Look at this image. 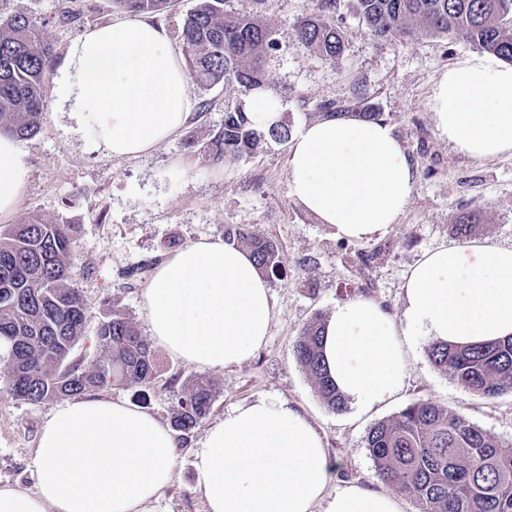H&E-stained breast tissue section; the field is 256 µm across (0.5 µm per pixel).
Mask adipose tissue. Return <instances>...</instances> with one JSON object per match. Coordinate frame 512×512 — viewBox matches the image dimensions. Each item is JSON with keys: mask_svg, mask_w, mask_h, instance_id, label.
Wrapping results in <instances>:
<instances>
[{"mask_svg": "<svg viewBox=\"0 0 512 512\" xmlns=\"http://www.w3.org/2000/svg\"><path fill=\"white\" fill-rule=\"evenodd\" d=\"M54 101L76 113L115 158L173 137L194 103L167 30L135 16L86 30L52 77ZM436 127L472 159L512 156V65L471 55L445 71L430 100ZM289 194L338 237L385 232L418 173L385 121L332 117L303 124L288 150ZM26 167L0 135V218L22 198ZM394 318L377 302L338 304L323 329L337 389L364 410L402 388L405 345L418 336L474 344L512 336V244L460 241L426 252ZM151 335L202 369L236 366L260 347L273 311L250 252L223 239L192 243L155 271L145 293ZM176 440L150 413L88 396L58 405L35 449V486L0 487V512H147L174 479ZM207 512H400L387 494L349 486L327 497L335 465L308 418L261 399L214 423L195 452Z\"/></svg>", "mask_w": 512, "mask_h": 512, "instance_id": "adipose-tissue-1", "label": "adipose tissue"}]
</instances>
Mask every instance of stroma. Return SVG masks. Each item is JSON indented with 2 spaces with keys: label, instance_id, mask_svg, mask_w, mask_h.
<instances>
[{
  "label": "stroma",
  "instance_id": "1",
  "mask_svg": "<svg viewBox=\"0 0 512 512\" xmlns=\"http://www.w3.org/2000/svg\"><path fill=\"white\" fill-rule=\"evenodd\" d=\"M315 3L266 0L265 17L279 41L267 66L268 92L280 99L294 130L321 119L324 102L344 104L358 91L382 112L418 170L409 204L383 234L359 242L337 239L328 225L294 201L287 145L269 143L233 166L185 153L186 140L208 138L223 123L225 109L243 97V88L234 83L194 90L195 100H207V107L194 109L175 136L135 158L107 155L94 132L75 113L60 110L50 95L41 132L20 144L26 187L11 223L37 215L79 227L73 285L87 304V320L71 357L83 365L99 358L97 328L111 310L126 314L140 335L149 337L144 292L152 275L146 272L132 281L126 273L142 263L161 264L170 242L183 247L242 224L274 240L284 259L280 275L268 280L273 302L269 334L245 362L204 371L156 342L158 375L152 384L100 389L101 397L127 401L166 425L193 379L206 376L215 387L210 413L178 444L174 480L153 512H206L195 485L194 451L215 421L260 399L288 401L318 430L330 458L339 464L328 496L358 484L392 496L402 512H417L414 501L378 478L365 446L368 431L378 422L425 399L512 443V393L486 398L462 388L429 362V337H418L408 351L400 392L367 412L352 402L343 412L329 411L293 356L302 329L315 319H329L338 303L368 298L401 315L408 273L425 252L454 241L451 226L461 212L472 214L474 240L512 243V157L473 160L457 154L437 130L429 106L440 75L474 54V47L459 37L403 45L375 40L356 16L352 0H337L345 52L337 61H325L296 41L295 26ZM68 5L65 0H0V18L16 13L36 17L53 49L50 67L55 70L84 31L123 17L111 0H74L69 6L78 18L70 21L62 16ZM6 368L0 351L1 486L30 483L37 437L55 407L51 401L30 405L13 398Z\"/></svg>",
  "mask_w": 512,
  "mask_h": 512
}]
</instances>
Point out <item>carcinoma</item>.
I'll list each match as a JSON object with an SVG mask.
<instances>
[{
  "mask_svg": "<svg viewBox=\"0 0 512 512\" xmlns=\"http://www.w3.org/2000/svg\"><path fill=\"white\" fill-rule=\"evenodd\" d=\"M229 0H197L185 18L181 40L191 79L202 90L236 83L247 92L267 90L266 70L278 50L276 30L266 21V0L241 13ZM172 0H112L133 15L160 13ZM337 0H318L299 20L297 41L326 61L345 51L336 24ZM354 11L376 40L408 42L460 36L474 47L512 63V0H354ZM50 45L41 25L24 13L0 19V133L34 137L44 119ZM352 116L379 120L381 113L355 95ZM288 122L257 125L244 101L224 111V123L204 142L184 149L203 160L237 164L269 142L286 143ZM77 225L32 215L0 227V348L6 349L7 388L28 404L60 400L112 385L147 384L156 373L153 351L125 314L114 310L99 322L103 355L90 367L69 361L87 317L76 273ZM224 241L245 247L257 268L275 274L282 256L275 242L229 225ZM320 320L296 340V362L317 396L333 412L346 408L321 353ZM430 363L463 388L485 397L512 393V339L485 346L431 341ZM214 387L195 379L171 416V426L189 433L209 413ZM365 447L378 477L414 499L419 512H512V443H502L462 415L431 401L411 402L368 432Z\"/></svg>",
  "mask_w": 512,
  "mask_h": 512,
  "instance_id": "cac0c4a2",
  "label": "carcinoma"
}]
</instances>
